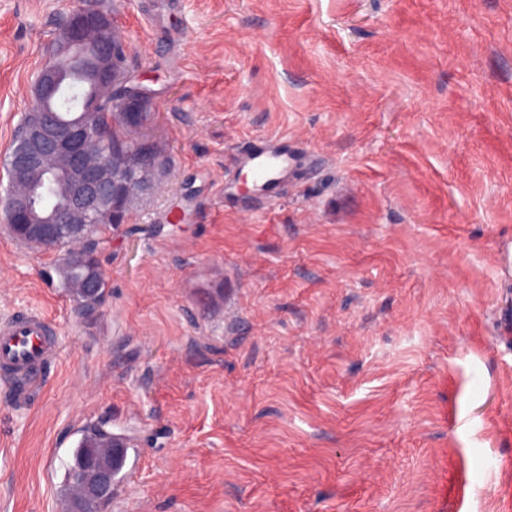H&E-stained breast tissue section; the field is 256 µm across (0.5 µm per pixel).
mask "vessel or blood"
Masks as SVG:
<instances>
[{"mask_svg":"<svg viewBox=\"0 0 512 512\" xmlns=\"http://www.w3.org/2000/svg\"><path fill=\"white\" fill-rule=\"evenodd\" d=\"M242 160L250 164L256 180L266 183L287 171L290 157L283 141L266 140L251 147ZM58 351L46 314L30 310L0 321V365L11 369L12 385H40L46 366Z\"/></svg>","mask_w":512,"mask_h":512,"instance_id":"obj_1","label":"vessel or blood"}]
</instances>
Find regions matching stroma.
Segmentation results:
<instances>
[{
	"mask_svg": "<svg viewBox=\"0 0 512 512\" xmlns=\"http://www.w3.org/2000/svg\"><path fill=\"white\" fill-rule=\"evenodd\" d=\"M80 4L0 0V159ZM111 5L171 166L99 245L93 321L0 223V319L60 345L0 385V512H66L98 422L130 444L103 512H506L512 0ZM251 165L255 179L264 183L274 181L288 170L290 157L281 140H266L251 147L242 157Z\"/></svg>",
	"mask_w": 512,
	"mask_h": 512,
	"instance_id": "obj_1",
	"label": "stroma"
}]
</instances>
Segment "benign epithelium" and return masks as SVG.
Returning <instances> with one entry per match:
<instances>
[{"instance_id":"benign-epithelium-1","label":"benign epithelium","mask_w":512,"mask_h":512,"mask_svg":"<svg viewBox=\"0 0 512 512\" xmlns=\"http://www.w3.org/2000/svg\"><path fill=\"white\" fill-rule=\"evenodd\" d=\"M119 32L112 12L82 6L67 19L55 36L52 61L43 65L31 86V120H23L17 143L6 161L11 187L0 201L4 224H25L30 234L52 242L58 240L60 224H94L100 206L118 203L130 192L132 180L122 174L112 159L93 158L85 150L89 128L78 120L57 123L54 112L61 90L67 84L65 66L85 51L93 57L98 80L104 83L96 103L83 104L84 112H110L112 87L106 85L112 65V35ZM51 186L59 202L32 216L33 195ZM90 499L103 497L114 484L110 469L91 463L76 474Z\"/></svg>"}]
</instances>
